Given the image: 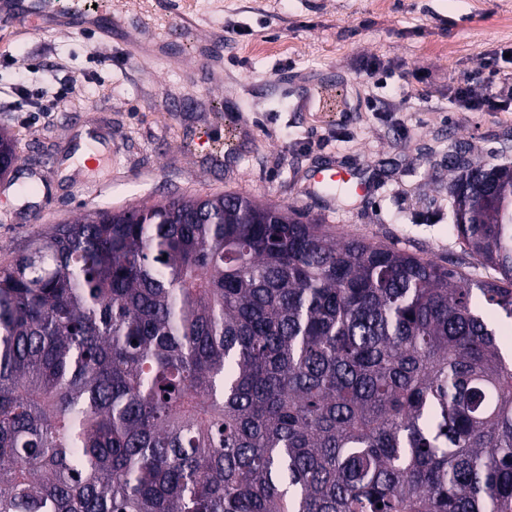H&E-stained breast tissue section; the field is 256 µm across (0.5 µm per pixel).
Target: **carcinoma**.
Wrapping results in <instances>:
<instances>
[{
	"label": "carcinoma",
	"instance_id": "cac0c4a2",
	"mask_svg": "<svg viewBox=\"0 0 512 512\" xmlns=\"http://www.w3.org/2000/svg\"><path fill=\"white\" fill-rule=\"evenodd\" d=\"M454 171L472 285L233 193L34 238L0 265V512H512V165Z\"/></svg>",
	"mask_w": 512,
	"mask_h": 512
}]
</instances>
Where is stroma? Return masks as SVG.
<instances>
[{
	"label": "stroma",
	"instance_id": "obj_1",
	"mask_svg": "<svg viewBox=\"0 0 512 512\" xmlns=\"http://www.w3.org/2000/svg\"><path fill=\"white\" fill-rule=\"evenodd\" d=\"M224 31L221 80L190 83L192 48L172 62L134 60L64 32L0 22V88L22 74L75 75L61 111L0 112L17 142L0 179V264L55 225L94 209L179 196L249 195L442 265L462 262L448 158L512 164V109L462 112L448 87L477 79L483 55L512 48V0H185ZM220 164L199 131L223 142ZM91 157L76 163L79 152ZM367 181L365 197L332 199L308 183L328 165ZM100 186L99 195L87 193Z\"/></svg>",
	"mask_w": 512,
	"mask_h": 512
}]
</instances>
